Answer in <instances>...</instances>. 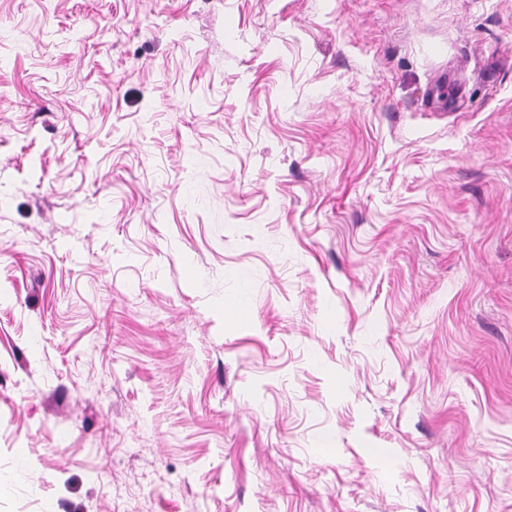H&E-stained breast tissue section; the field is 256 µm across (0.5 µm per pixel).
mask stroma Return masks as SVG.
<instances>
[{
  "instance_id": "1",
  "label": "stroma",
  "mask_w": 512,
  "mask_h": 512,
  "mask_svg": "<svg viewBox=\"0 0 512 512\" xmlns=\"http://www.w3.org/2000/svg\"><path fill=\"white\" fill-rule=\"evenodd\" d=\"M0 512H512V0H0Z\"/></svg>"
}]
</instances>
